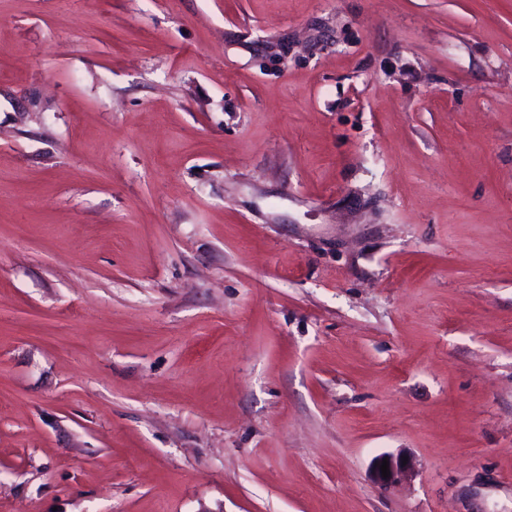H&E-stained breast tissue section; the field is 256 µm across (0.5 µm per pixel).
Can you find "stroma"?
Here are the masks:
<instances>
[{"label":"stroma","mask_w":512,"mask_h":512,"mask_svg":"<svg viewBox=\"0 0 512 512\" xmlns=\"http://www.w3.org/2000/svg\"><path fill=\"white\" fill-rule=\"evenodd\" d=\"M0 512H512V0H0ZM404 454H383L373 459L371 463V475L373 480L381 486H389L397 479L405 476L411 471V461L408 459L406 465H403ZM383 459L389 462L390 476L383 478L381 475L380 465Z\"/></svg>","instance_id":"obj_1"}]
</instances>
